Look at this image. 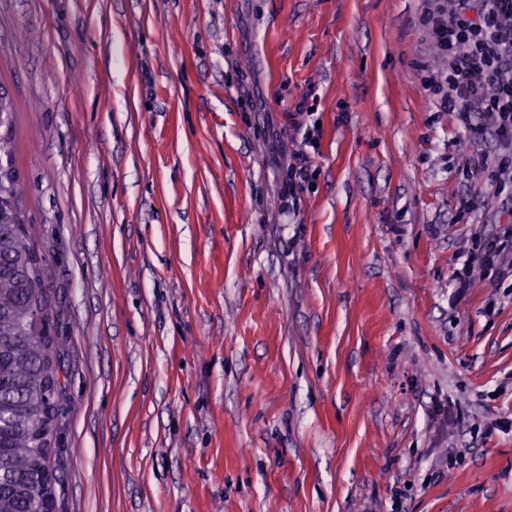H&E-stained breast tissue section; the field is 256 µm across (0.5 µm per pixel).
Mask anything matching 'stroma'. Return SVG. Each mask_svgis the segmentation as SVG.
I'll return each mask as SVG.
<instances>
[{
	"label": "stroma",
	"instance_id": "35a3bbf8",
	"mask_svg": "<svg viewBox=\"0 0 512 512\" xmlns=\"http://www.w3.org/2000/svg\"><path fill=\"white\" fill-rule=\"evenodd\" d=\"M422 6L0 0L56 512H512V276L448 286L497 205Z\"/></svg>",
	"mask_w": 512,
	"mask_h": 512
}]
</instances>
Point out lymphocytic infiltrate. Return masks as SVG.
<instances>
[{
  "instance_id": "f902f5d3",
  "label": "lymphocytic infiltrate",
  "mask_w": 512,
  "mask_h": 512,
  "mask_svg": "<svg viewBox=\"0 0 512 512\" xmlns=\"http://www.w3.org/2000/svg\"><path fill=\"white\" fill-rule=\"evenodd\" d=\"M420 26L444 56L425 87L433 105L455 113L461 127L492 150L469 161L485 193L512 217V0H425ZM512 273V224L484 240L452 286L469 288L475 269Z\"/></svg>"
}]
</instances>
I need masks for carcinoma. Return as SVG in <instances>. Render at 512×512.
<instances>
[{"label": "carcinoma", "instance_id": "1", "mask_svg": "<svg viewBox=\"0 0 512 512\" xmlns=\"http://www.w3.org/2000/svg\"><path fill=\"white\" fill-rule=\"evenodd\" d=\"M0 512L55 503L50 435L64 388L43 255L30 244L12 145L14 112L0 94Z\"/></svg>", "mask_w": 512, "mask_h": 512}]
</instances>
